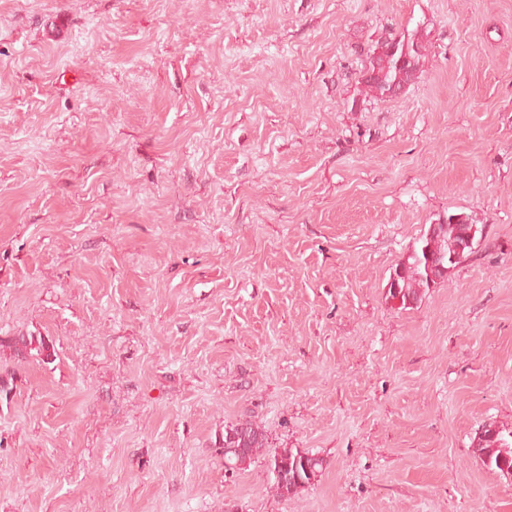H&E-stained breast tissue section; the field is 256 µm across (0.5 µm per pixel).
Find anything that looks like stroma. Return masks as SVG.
<instances>
[{"label":"stroma","instance_id":"1","mask_svg":"<svg viewBox=\"0 0 512 512\" xmlns=\"http://www.w3.org/2000/svg\"><path fill=\"white\" fill-rule=\"evenodd\" d=\"M67 20L53 40L46 21ZM423 71L360 93L377 41ZM451 213L474 252L408 308ZM0 512H512V0H0ZM324 469L284 499L225 425ZM465 224L471 229L475 224H471L467 216L460 213H451L445 218V224L440 229V233L433 238L427 237V232L420 239L419 246H415L406 256V258L397 264L396 268L391 272L389 280L393 273L397 275L398 288H390L391 281H388L387 288L390 299L399 297L402 308L412 305L418 297L422 288H429V283L437 274L444 279L440 272H436L435 268L428 266L427 251L438 255L445 267L456 268L463 262H452L450 255L455 251L456 230L460 224ZM459 240L456 244V258L464 259V255L472 249L473 231L465 230L458 232ZM400 270L402 273H400ZM440 279V280H441ZM6 339H0V346L3 345L2 343L9 344L17 355L21 357L31 355V350H36L38 356L43 357V360H47L49 357L54 356L55 353L53 343L42 336H39V339L32 336L30 339L27 336L7 337ZM266 440L265 432L248 421L224 427V465L229 463L233 470L241 469L265 448ZM475 448L483 463L504 475H512V430L499 428L496 434H476Z\"/></svg>","mask_w":512,"mask_h":512}]
</instances>
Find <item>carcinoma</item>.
Wrapping results in <instances>:
<instances>
[{
    "label": "carcinoma",
    "instance_id": "1",
    "mask_svg": "<svg viewBox=\"0 0 512 512\" xmlns=\"http://www.w3.org/2000/svg\"><path fill=\"white\" fill-rule=\"evenodd\" d=\"M398 47L408 45L412 48L407 65H401V56L391 53V44ZM425 57V46L421 41L404 40L391 37L377 44L373 50L370 71L374 75L362 80L365 95L374 98L387 96L389 86L402 80V74L407 71L418 73ZM470 225L467 216L460 213H450L445 218V224L440 233L433 238L422 236L419 246L413 248L406 258L397 264L393 273L397 274V287L388 289L389 298L400 299L403 308L414 303L422 289L429 287L433 277L437 275L434 267L427 263V253L441 258L446 267L455 268L460 262L451 261L450 255L455 251L457 224ZM9 344L17 355L24 357L36 351L37 355L47 359L53 356L52 342L44 337L18 336L7 340L0 339V344ZM266 434L258 426L245 421L224 427V462L232 469H239L265 448ZM475 448L483 463L504 475H512V430L500 428L496 434L477 435L474 438ZM282 465L281 475L273 478L272 488L282 498L296 494L309 486L320 475L323 460L315 455L284 448L268 458V469L274 471L277 465Z\"/></svg>",
    "mask_w": 512,
    "mask_h": 512
}]
</instances>
